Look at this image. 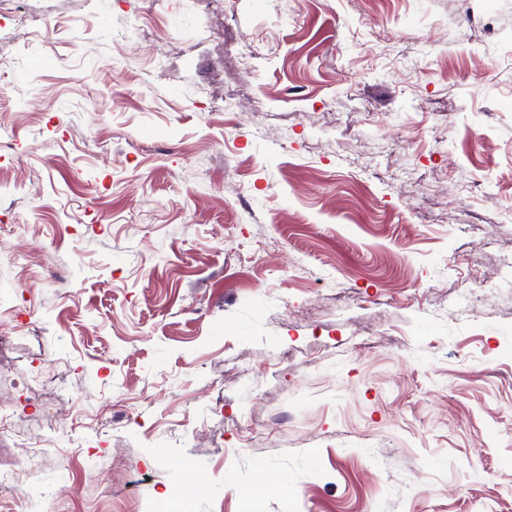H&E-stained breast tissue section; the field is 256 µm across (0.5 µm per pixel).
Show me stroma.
Masks as SVG:
<instances>
[{
    "label": "stroma",
    "mask_w": 512,
    "mask_h": 512,
    "mask_svg": "<svg viewBox=\"0 0 512 512\" xmlns=\"http://www.w3.org/2000/svg\"><path fill=\"white\" fill-rule=\"evenodd\" d=\"M0 58V512H512V0H6Z\"/></svg>",
    "instance_id": "35a3bbf8"
}]
</instances>
